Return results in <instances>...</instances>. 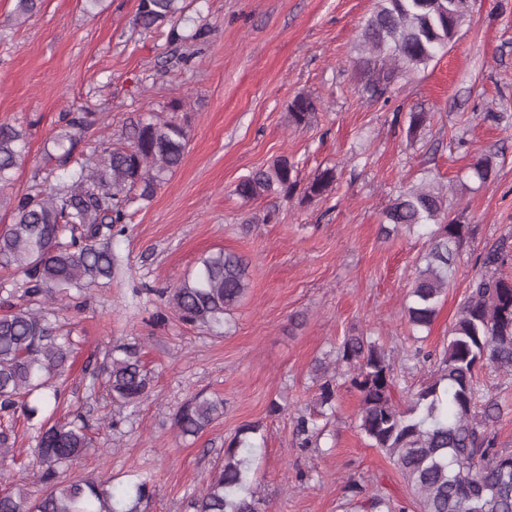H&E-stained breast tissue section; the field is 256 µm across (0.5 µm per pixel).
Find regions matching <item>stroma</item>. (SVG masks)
Instances as JSON below:
<instances>
[{
  "label": "stroma",
  "instance_id": "obj_1",
  "mask_svg": "<svg viewBox=\"0 0 512 512\" xmlns=\"http://www.w3.org/2000/svg\"><path fill=\"white\" fill-rule=\"evenodd\" d=\"M205 30L171 40L169 27L135 25L139 0H41L16 18L0 0V124L22 129L28 153L11 193L27 192L53 169L48 158L62 112L80 108L93 123L75 154L118 142L129 119L184 101L189 144L181 166L153 199L132 207L114 236L111 285L92 288L81 307L59 308L74 340L58 417L81 412L96 445L72 468L119 480L147 475L156 493L146 512H189L188 502L246 425L263 451L254 486L267 512H347L349 480L367 491L409 498L394 463L369 445L355 421L359 396L341 387L337 414L318 446L299 447L298 413L316 408L312 368L343 336L361 331L394 353L401 387L416 391L427 368L403 360L416 345L404 315L424 239L386 236L384 209L407 188L443 187L470 236L455 282L421 345L442 348L486 244L512 235V0H470L456 42L427 67L399 75L387 101L365 91L360 32L377 0H189ZM318 101L309 126L288 123L297 92ZM431 120L408 137V115ZM288 157L297 190L245 200L236 185ZM491 158L487 183L472 163ZM336 170L332 192L308 202L302 189L321 169ZM224 249L247 258L250 289L218 330L181 322L162 295L203 254ZM138 345L153 376L151 393L120 411L118 431L101 428L112 405L91 397L90 374L108 342ZM504 415L494 428L512 449V376L482 373ZM220 397L224 415L181 438L178 407L195 394ZM279 403L280 412L270 410ZM35 431L18 420L16 456L0 461V489L29 480Z\"/></svg>",
  "mask_w": 512,
  "mask_h": 512
}]
</instances>
